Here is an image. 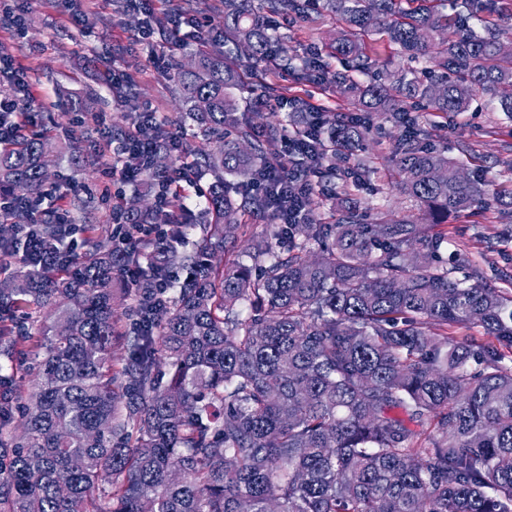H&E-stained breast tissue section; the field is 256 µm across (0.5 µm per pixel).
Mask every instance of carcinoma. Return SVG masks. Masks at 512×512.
Masks as SVG:
<instances>
[{
  "mask_svg": "<svg viewBox=\"0 0 512 512\" xmlns=\"http://www.w3.org/2000/svg\"><path fill=\"white\" fill-rule=\"evenodd\" d=\"M432 0H224V44L173 65L186 115L217 149H194L198 171L213 178L196 224L177 225L166 245H98L77 258L79 277L20 268L0 280V316L49 308L53 324L32 345L37 383L27 396L0 367V512H512V293L484 282L479 264L441 256L438 227L475 208L512 221V189L459 178V161L425 144L428 131L407 118L410 103L463 112L478 94L499 97L512 118V40L477 34L472 15L498 0H461L444 14ZM344 28L321 65L325 83L344 88L363 113L409 119L391 162L418 214L367 223V208L336 210L319 222L316 194L292 197L299 224H275L250 253L252 264L225 268L210 257L237 237L243 220L269 213L249 184L262 172L283 127L244 117L235 94L238 62L252 64L256 88L295 57L269 17L306 22L311 5ZM378 34L432 66L375 73L363 37ZM317 139L319 179H336V161L371 171L368 122L327 118ZM147 185L171 161L156 130ZM49 138L22 127L0 146V199L40 194L49 175ZM128 220L162 224L168 215L126 203ZM10 230L33 226L54 245L69 234L33 210L4 215ZM203 226L198 248L176 244ZM163 251L192 279L154 304L148 283L125 289L143 327L114 369L125 335L114 319L117 268ZM493 338L481 343L475 329ZM14 326L0 325V356L12 360ZM23 410V435L11 431Z\"/></svg>",
  "mask_w": 512,
  "mask_h": 512,
  "instance_id": "carcinoma-1",
  "label": "carcinoma"
}]
</instances>
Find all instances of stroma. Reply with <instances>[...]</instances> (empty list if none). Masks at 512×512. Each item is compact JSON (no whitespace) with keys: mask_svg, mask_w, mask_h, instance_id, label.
Returning <instances> with one entry per match:
<instances>
[{"mask_svg":"<svg viewBox=\"0 0 512 512\" xmlns=\"http://www.w3.org/2000/svg\"><path fill=\"white\" fill-rule=\"evenodd\" d=\"M116 0H86L79 23H72L56 0H28V21L24 30L11 35L0 30V51L11 55L26 68L32 88V104L42 123L54 124L56 146L50 171L53 188L41 209H66L71 223L95 225L92 233L77 230L65 237L63 247L77 253L92 243H108L113 235L110 219L116 193L140 196L154 203L145 185L105 184L95 156L98 138L94 115H102L111 128H125L130 114L102 79L103 71L114 69L121 81L134 85L139 102L153 105L168 121L178 122L184 109L172 79L171 64L189 61L197 49L194 29L216 33L224 29V0H156L154 13L163 18L178 14L196 20V27H182V44H175L167 31L157 30L148 42H131L143 16L137 12L117 13ZM335 19L324 17L314 23L292 24L279 20L278 31L287 36V46L297 52L325 47L339 31ZM280 98L295 95L313 97L330 112H350L354 106L336 88L302 79L299 71L276 70L270 77ZM421 122L434 127L437 146L447 148L450 157L470 146L482 158L481 166H468L471 177L485 179L491 190L512 188V120L501 111L496 99L477 97L469 111L441 118L420 113ZM403 132L401 124L374 117L368 135L369 151L377 157L376 172L349 176L352 194L384 215H401L412 208L399 179L389 177V156L393 143ZM499 230L493 213L457 218L445 224L448 243L443 255L448 260L467 257L479 262L486 282L502 287L500 269L512 266V245L498 252H484L482 237Z\"/></svg>","mask_w":512,"mask_h":512,"instance_id":"stroma-1","label":"stroma"}]
</instances>
